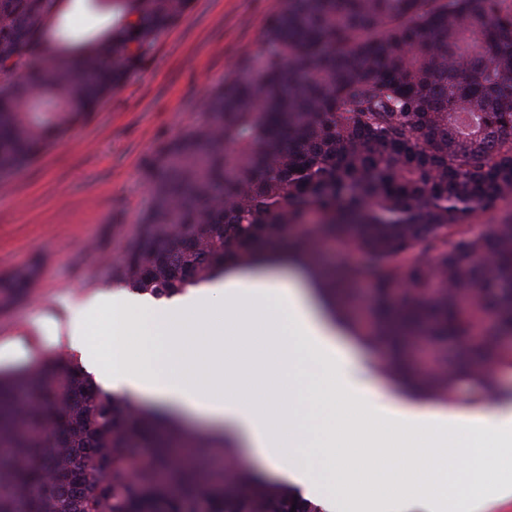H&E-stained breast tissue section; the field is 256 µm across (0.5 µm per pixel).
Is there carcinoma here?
<instances>
[{"label":"carcinoma","instance_id":"1","mask_svg":"<svg viewBox=\"0 0 512 512\" xmlns=\"http://www.w3.org/2000/svg\"><path fill=\"white\" fill-rule=\"evenodd\" d=\"M56 0H0V179L30 164L120 90L189 0H112L132 20L62 65L76 42ZM198 121L148 157L149 189L117 252L119 281L185 293L235 261L285 246L323 274L353 333L390 351L393 380L448 398L512 366V221L470 217L512 198V0H287L258 51L212 87ZM332 239L361 256L326 267ZM41 267L0 276V314ZM370 283L369 315L350 286ZM457 346L448 359V344ZM224 454L213 474L164 483L169 448ZM320 512L250 470L215 435L194 439L73 357L0 368V512Z\"/></svg>","mask_w":512,"mask_h":512}]
</instances>
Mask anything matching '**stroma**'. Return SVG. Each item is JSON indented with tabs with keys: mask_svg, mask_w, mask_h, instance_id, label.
Returning <instances> with one entry per match:
<instances>
[{
	"mask_svg": "<svg viewBox=\"0 0 512 512\" xmlns=\"http://www.w3.org/2000/svg\"><path fill=\"white\" fill-rule=\"evenodd\" d=\"M286 0H191L190 10L148 52L141 68L83 124L0 187V276L41 262L33 297L0 315V366L67 352L69 306L110 292L101 260L114 254L144 209V161L189 130L210 88L231 83L236 63L262 40ZM106 246L94 252L95 244ZM346 349L375 372L379 390L406 400L381 366L386 350L351 333Z\"/></svg>",
	"mask_w": 512,
	"mask_h": 512,
	"instance_id": "35a3bbf8",
	"label": "stroma"
}]
</instances>
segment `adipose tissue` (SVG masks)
Wrapping results in <instances>:
<instances>
[{"label": "adipose tissue", "instance_id": "adipose-tissue-1", "mask_svg": "<svg viewBox=\"0 0 512 512\" xmlns=\"http://www.w3.org/2000/svg\"><path fill=\"white\" fill-rule=\"evenodd\" d=\"M267 254L183 297L152 303L124 287L76 308L69 344L103 387L197 414L251 448L265 477L302 488L321 512H446L448 486L463 477L471 512L512 497V480L487 487L477 443L461 425L512 455V403L490 397L478 410L396 403L371 373L337 346L340 329L308 275L281 273ZM114 313L112 358L86 334L100 310ZM142 339L129 349V336ZM354 435L358 450L336 444Z\"/></svg>", "mask_w": 512, "mask_h": 512}]
</instances>
